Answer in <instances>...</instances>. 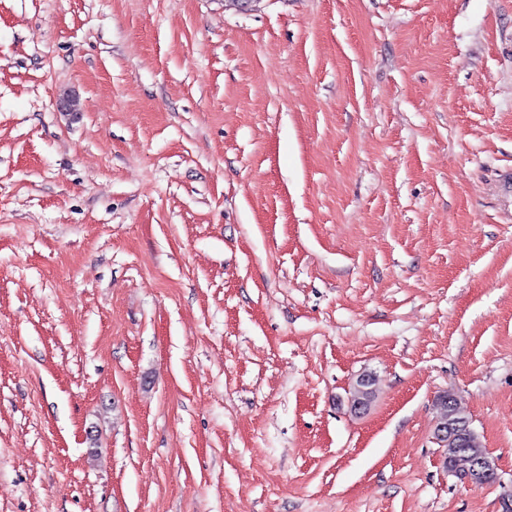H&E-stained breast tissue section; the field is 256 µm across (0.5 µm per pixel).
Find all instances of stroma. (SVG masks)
Returning a JSON list of instances; mask_svg holds the SVG:
<instances>
[{"mask_svg":"<svg viewBox=\"0 0 512 512\" xmlns=\"http://www.w3.org/2000/svg\"><path fill=\"white\" fill-rule=\"evenodd\" d=\"M510 497L512 0H0V512ZM444 395H447L444 394ZM441 395L437 399V416L445 422L451 423V429L448 430V424L437 423L435 425V436L437 441L448 436V443L442 446V463L444 468L462 481L463 476H469L471 480L480 486L490 485L497 479L496 469L494 467L486 468L475 473L471 469V459L478 457H489L486 448H484L479 435L471 426L469 416L455 405L442 406ZM481 459L479 464L487 467L490 464L488 459ZM469 478L464 481L472 484Z\"/></svg>","mask_w":512,"mask_h":512,"instance_id":"1","label":"stroma"}]
</instances>
